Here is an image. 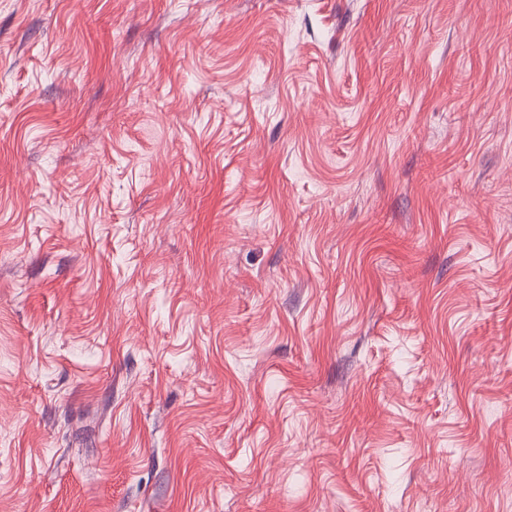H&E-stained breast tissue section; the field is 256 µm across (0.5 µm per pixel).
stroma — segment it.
<instances>
[{"instance_id": "stroma-1", "label": "stroma", "mask_w": 512, "mask_h": 512, "mask_svg": "<svg viewBox=\"0 0 512 512\" xmlns=\"http://www.w3.org/2000/svg\"><path fill=\"white\" fill-rule=\"evenodd\" d=\"M0 512H512V0H0Z\"/></svg>"}]
</instances>
